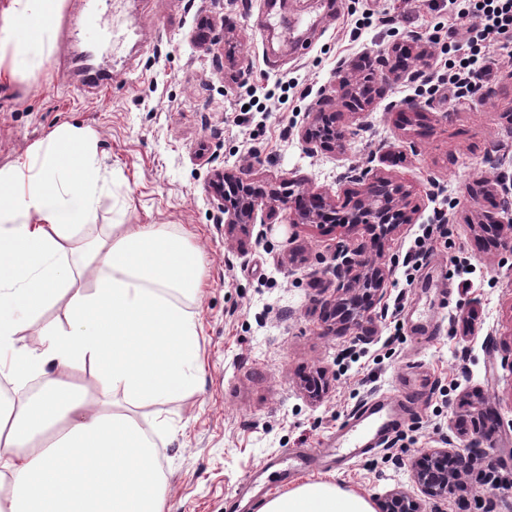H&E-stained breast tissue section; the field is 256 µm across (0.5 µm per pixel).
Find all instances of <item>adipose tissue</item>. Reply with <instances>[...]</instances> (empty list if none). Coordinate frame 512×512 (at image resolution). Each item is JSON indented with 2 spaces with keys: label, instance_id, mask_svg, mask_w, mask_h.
Listing matches in <instances>:
<instances>
[{
  "label": "adipose tissue",
  "instance_id": "ef3b65f1",
  "mask_svg": "<svg viewBox=\"0 0 512 512\" xmlns=\"http://www.w3.org/2000/svg\"><path fill=\"white\" fill-rule=\"evenodd\" d=\"M65 0L0 8V80L41 70ZM107 182L95 139L63 126L0 168V512H164L166 483L140 408L178 394L198 325L196 247L166 226H98ZM62 315L41 324L43 314ZM38 328L39 347L23 341ZM261 512H375L331 482L299 485Z\"/></svg>",
  "mask_w": 512,
  "mask_h": 512
}]
</instances>
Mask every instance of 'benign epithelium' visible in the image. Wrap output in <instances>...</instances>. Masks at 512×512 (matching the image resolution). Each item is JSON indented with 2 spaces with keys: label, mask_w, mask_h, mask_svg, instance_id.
Segmentation results:
<instances>
[{
  "label": "benign epithelium",
  "mask_w": 512,
  "mask_h": 512,
  "mask_svg": "<svg viewBox=\"0 0 512 512\" xmlns=\"http://www.w3.org/2000/svg\"><path fill=\"white\" fill-rule=\"evenodd\" d=\"M228 28L216 20L205 17L190 36L198 48L213 53L223 46ZM337 98L348 107L353 115H360L370 106L377 94V88L361 83L353 75H341L332 88ZM349 129L340 124L337 113L332 111V99L323 97L319 107L305 113L302 140L312 152L336 151L343 147ZM351 181L359 184L358 199L350 211L337 217L332 200L321 192L313 191L304 184L293 181L295 189L286 193L271 182L258 184L255 179L244 177L234 170L215 169L210 183L214 188L212 202L224 213V224L230 229L246 230L255 223L257 211L282 209L287 212L288 223L321 224L337 218L341 224L355 227L364 224L378 231L380 240L401 224L413 223L414 210L408 207L406 193L402 186L392 179L365 168L353 175ZM473 228L483 237L496 240L499 247L512 254V218H504L498 211H484L477 215ZM364 244L354 249H341L336 253L340 262L335 267L336 299L331 312L336 323L348 328H359L371 321L372 311L384 298V285L389 275L385 267L372 263ZM488 437L477 434L468 447L479 449L470 452L465 467L471 468L480 459L490 456V450L481 448ZM448 449L433 448L421 461L415 471V482L420 491L430 499L445 500L453 491L448 479ZM385 512H422L420 505L406 495L394 491Z\"/></svg>",
  "instance_id": "benign-epithelium-1"
}]
</instances>
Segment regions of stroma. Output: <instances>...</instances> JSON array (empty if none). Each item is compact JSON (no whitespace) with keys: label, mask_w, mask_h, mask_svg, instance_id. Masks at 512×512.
Wrapping results in <instances>:
<instances>
[{"label":"stroma","mask_w":512,"mask_h":512,"mask_svg":"<svg viewBox=\"0 0 512 512\" xmlns=\"http://www.w3.org/2000/svg\"><path fill=\"white\" fill-rule=\"evenodd\" d=\"M430 2L279 0L269 20L262 0H110L115 40L99 61L112 81L100 97L82 95L83 76L63 72L57 53L40 71L0 81V168L58 127L89 129L112 175L98 224H165L189 233L201 254L200 293L178 299L197 320L199 361L181 394L151 408L169 424L153 434L165 512H235L269 462L281 475L266 496L328 481L378 510L394 490L420 497L416 461L448 439L465 452L478 429L491 433L495 480L461 475L454 494L424 502L423 512H460V499L476 495L512 512V369L503 363L512 351V255L480 247L470 226L474 190L496 189L501 167L512 168V62L490 53L492 97L449 100L438 81L443 44L429 39L448 12ZM204 16L229 29L221 59L190 41ZM397 43L424 53L431 84L409 70L379 83L370 110L348 119L342 150L307 151L304 115L339 68ZM287 80L295 88L279 110L235 126L248 91ZM412 98L425 110L399 121ZM364 166L405 185L415 219L377 258L390 275L362 339L330 326L324 305L335 297L337 243H367L364 227H293L284 212L263 210L242 235L227 229L207 186L224 167L301 180L341 207L355 191L345 174ZM442 206L444 237L407 270L408 246ZM457 259L476 268L469 285L451 273ZM390 394L405 398L407 418L384 446L339 469L289 472V451L322 447L366 400Z\"/></svg>","instance_id":"1"}]
</instances>
